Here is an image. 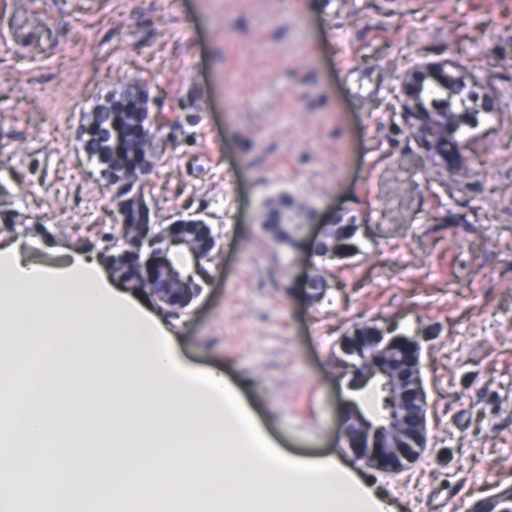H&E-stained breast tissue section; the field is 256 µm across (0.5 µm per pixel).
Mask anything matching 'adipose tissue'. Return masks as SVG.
Listing matches in <instances>:
<instances>
[{"instance_id":"1","label":"adipose tissue","mask_w":512,"mask_h":512,"mask_svg":"<svg viewBox=\"0 0 512 512\" xmlns=\"http://www.w3.org/2000/svg\"><path fill=\"white\" fill-rule=\"evenodd\" d=\"M0 334V512H60L59 461L85 451L105 464L80 512H396L336 457L280 449L223 371L187 364L85 254L53 270L0 248ZM64 407L102 415L106 437L86 445Z\"/></svg>"}]
</instances>
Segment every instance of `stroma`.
Masks as SVG:
<instances>
[{"mask_svg":"<svg viewBox=\"0 0 512 512\" xmlns=\"http://www.w3.org/2000/svg\"><path fill=\"white\" fill-rule=\"evenodd\" d=\"M471 73L467 176L426 160L401 77ZM140 87L168 148L146 178L155 223L218 238L176 319L180 356L223 368L298 457L336 456L400 512H468L512 492V0H0V211L27 260L106 258L111 184L79 149L82 117ZM298 224L364 225L326 261L260 241L264 203ZM330 288L310 300L305 273ZM378 321L421 339L428 444L390 474L340 434L343 337Z\"/></svg>","mask_w":512,"mask_h":512,"instance_id":"35a3bbf8","label":"stroma"}]
</instances>
